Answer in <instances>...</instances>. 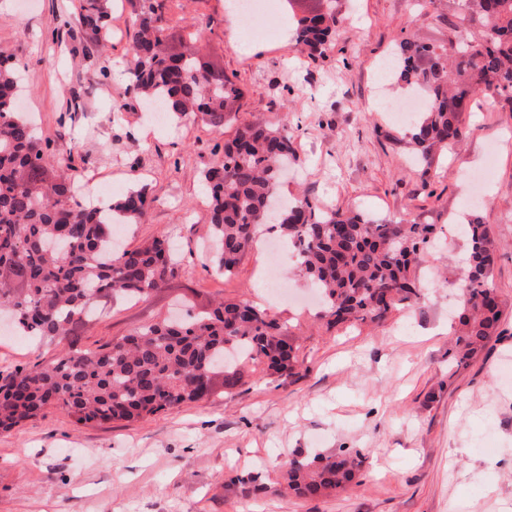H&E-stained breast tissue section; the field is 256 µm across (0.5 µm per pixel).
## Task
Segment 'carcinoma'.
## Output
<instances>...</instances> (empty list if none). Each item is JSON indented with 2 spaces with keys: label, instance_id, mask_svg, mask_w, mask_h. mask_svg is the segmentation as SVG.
Returning a JSON list of instances; mask_svg holds the SVG:
<instances>
[{
  "label": "carcinoma",
  "instance_id": "1",
  "mask_svg": "<svg viewBox=\"0 0 512 512\" xmlns=\"http://www.w3.org/2000/svg\"><path fill=\"white\" fill-rule=\"evenodd\" d=\"M327 2L325 10L297 19L296 45L312 59L324 54L342 23L335 0ZM450 2L448 46L405 39L394 53V78L431 99L409 130L426 171L436 153L459 140L473 92H490L512 112V0ZM132 5L128 85L144 106L159 103L180 120L199 116L216 131L237 120L241 88L228 78L213 79L192 55L169 54V26L153 0ZM78 16L92 44L108 41L101 0H81ZM17 80L16 67L0 57V310L13 314L24 336L65 339L101 299L140 298L162 288L175 276L178 260L165 236L133 249L112 246L110 226L143 221L147 193L130 189L107 205L81 200L70 162L50 152V144L15 109ZM293 158L286 128L247 122L204 172L211 236L218 245L215 271L233 274L259 237L275 232L299 248L298 272L320 292L331 323L385 320L397 303L416 295L410 269L421 260L433 225L372 220L325 209L306 196L284 204L277 190ZM467 238L458 364L485 347L501 317L491 280L490 230L472 218ZM229 350L264 364L278 379L298 374L294 347L278 321L259 306L224 300L185 321L145 324L94 350H71L48 365L16 370L0 385V430L46 409L89 426L203 400L213 392ZM362 458L345 450L296 457L283 479L298 497H322L353 482Z\"/></svg>",
  "mask_w": 512,
  "mask_h": 512
}]
</instances>
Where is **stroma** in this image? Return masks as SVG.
<instances>
[{
    "label": "stroma",
    "instance_id": "stroma-1",
    "mask_svg": "<svg viewBox=\"0 0 512 512\" xmlns=\"http://www.w3.org/2000/svg\"><path fill=\"white\" fill-rule=\"evenodd\" d=\"M156 2L172 52L195 50L216 77L236 81L241 119L292 135L296 161L282 194L432 224L443 243L426 247L414 271L417 297L379 324L328 325L288 252L271 264L256 249L233 275L217 274L203 172L236 125L148 121L127 90L129 0H111L103 48L87 41L79 0H0V53L20 68L18 105L36 135L72 149L78 189L107 180L146 188L144 223L120 239L131 249L165 234L180 258L158 291L101 302L77 330L79 347L224 298L268 306L300 362L281 384L243 363L241 385L134 422L80 427L50 410L0 432V512H512V112L475 96L460 141L425 175L375 90L381 61L405 38L447 44V0H336L344 21L315 61L291 36L321 0H282L281 31L269 42L245 38L230 0ZM471 216L497 245L501 318L486 347L458 365L459 306L448 293L468 250L454 225ZM65 349L0 328V380ZM345 449L363 453L361 475L328 496L259 495L246 481L259 472L274 483L289 459Z\"/></svg>",
    "mask_w": 512,
    "mask_h": 512
}]
</instances>
